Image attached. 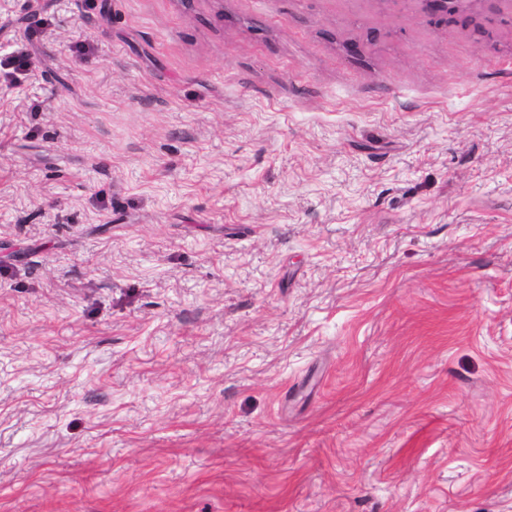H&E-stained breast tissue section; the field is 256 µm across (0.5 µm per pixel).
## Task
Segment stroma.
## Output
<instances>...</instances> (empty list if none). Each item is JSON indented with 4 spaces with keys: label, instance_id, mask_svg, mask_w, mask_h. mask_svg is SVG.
Returning <instances> with one entry per match:
<instances>
[{
    "label": "stroma",
    "instance_id": "35a3bbf8",
    "mask_svg": "<svg viewBox=\"0 0 512 512\" xmlns=\"http://www.w3.org/2000/svg\"><path fill=\"white\" fill-rule=\"evenodd\" d=\"M0 0V512H512V0ZM423 10L432 24L442 25L448 22V17L463 13L458 6L461 0H422Z\"/></svg>",
    "mask_w": 512,
    "mask_h": 512
}]
</instances>
